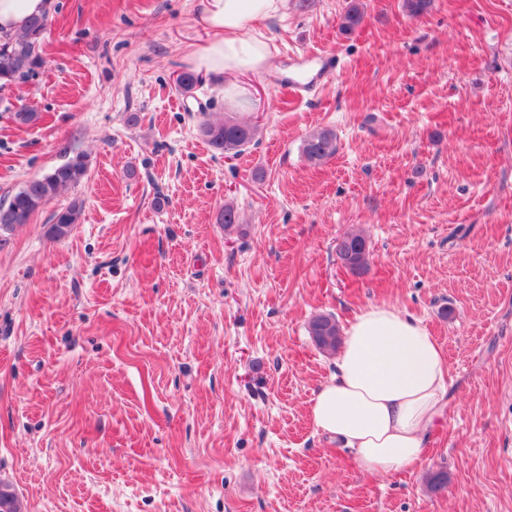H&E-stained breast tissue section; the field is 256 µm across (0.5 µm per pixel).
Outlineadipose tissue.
<instances>
[{
    "label": "adipose tissue",
    "instance_id": "1",
    "mask_svg": "<svg viewBox=\"0 0 512 512\" xmlns=\"http://www.w3.org/2000/svg\"><path fill=\"white\" fill-rule=\"evenodd\" d=\"M285 0H205L200 16L210 38L188 61L194 70L226 76V94L246 97L235 77L261 74L271 57L259 31ZM51 0H0V33L23 30ZM446 352L419 319L394 307L370 306L343 330L335 370L311 408L315 426L351 448L359 467L389 475L413 466L427 434L444 414Z\"/></svg>",
    "mask_w": 512,
    "mask_h": 512
}]
</instances>
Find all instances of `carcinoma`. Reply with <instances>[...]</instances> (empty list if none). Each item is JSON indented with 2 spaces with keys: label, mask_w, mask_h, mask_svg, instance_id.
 <instances>
[{
  "label": "carcinoma",
  "mask_w": 512,
  "mask_h": 512,
  "mask_svg": "<svg viewBox=\"0 0 512 512\" xmlns=\"http://www.w3.org/2000/svg\"><path fill=\"white\" fill-rule=\"evenodd\" d=\"M364 12L358 2L352 0L341 18L340 29L350 32L359 27ZM48 25L45 16L32 19L20 34L0 37V88L33 76L44 64L42 55L43 36ZM258 133L256 126L227 118L223 121H206L200 126L202 138L214 149L228 155H239L253 142ZM337 152L336 134L327 128L310 133L302 144V155L314 166L320 165ZM87 173L81 156L73 157L48 174L27 182L15 193L8 205L0 206V225L11 230L28 222L31 215L48 201L67 189L79 184ZM82 205L74 202L53 215L56 233L53 238L68 235L78 223ZM309 333L317 347L333 354L340 342V328L331 314H318L309 322Z\"/></svg>",
  "instance_id": "1"
}]
</instances>
